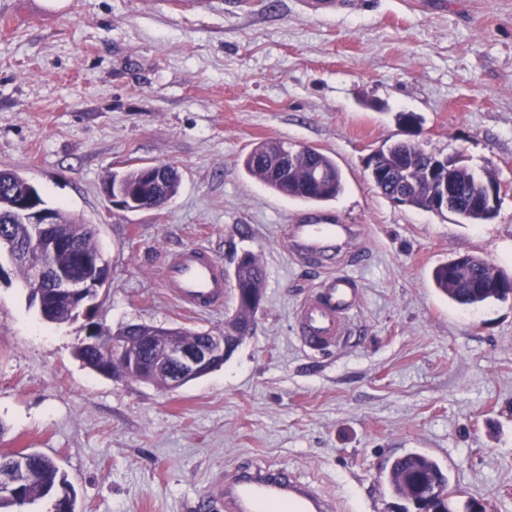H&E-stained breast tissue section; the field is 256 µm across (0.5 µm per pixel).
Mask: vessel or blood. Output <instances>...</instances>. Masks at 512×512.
Here are the masks:
<instances>
[{
  "label": "vessel or blood",
  "instance_id": "vessel-or-blood-1",
  "mask_svg": "<svg viewBox=\"0 0 512 512\" xmlns=\"http://www.w3.org/2000/svg\"><path fill=\"white\" fill-rule=\"evenodd\" d=\"M353 233L349 224H289L284 237L297 256L324 257ZM161 279L171 295L191 310L210 309L224 298V270L204 249L172 251ZM360 301L354 277L340 272L324 276L295 310L294 328L303 347L313 354L339 347ZM207 497L221 504L224 512H336L334 501L282 469L228 470L223 480L210 485Z\"/></svg>",
  "mask_w": 512,
  "mask_h": 512
}]
</instances>
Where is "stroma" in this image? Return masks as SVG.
<instances>
[{
    "label": "stroma",
    "instance_id": "35a3bbf8",
    "mask_svg": "<svg viewBox=\"0 0 512 512\" xmlns=\"http://www.w3.org/2000/svg\"><path fill=\"white\" fill-rule=\"evenodd\" d=\"M417 114L425 148L512 185V0H0V169L93 225L109 268L96 322L220 336L233 295L184 310L169 253L228 245L265 270L252 332L224 365L171 391L77 358L85 317L45 322L16 273L0 279V451L53 457L76 512H193L225 468L282 466L338 512H400L381 482L411 450L452 486L512 512V298L460 307L433 268L479 254L512 277V192L497 216L393 205L367 158ZM333 157L344 190L321 204L274 195L243 169L262 140ZM178 169L167 204L110 207V173ZM321 216L361 234L329 267L361 303L346 340L307 354L292 329L325 268L283 228Z\"/></svg>",
    "mask_w": 512,
    "mask_h": 512
}]
</instances>
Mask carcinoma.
<instances>
[{"label": "carcinoma", "instance_id": "carcinoma-1", "mask_svg": "<svg viewBox=\"0 0 512 512\" xmlns=\"http://www.w3.org/2000/svg\"><path fill=\"white\" fill-rule=\"evenodd\" d=\"M288 143L279 140H264L257 143L244 157L243 167L253 178L262 182L277 194L307 203H322L334 200L343 191L342 171L328 154L311 148L299 152L288 167L279 170V162ZM379 167L388 171L389 180L375 183V187L386 197L401 193L409 203L425 211L434 187L422 175V155L396 141L379 150ZM112 188L147 189L145 205L160 207L170 201L179 191L181 177L171 165H164L162 171L151 172L145 167H135L110 176ZM31 183L17 173L0 171V237L10 238L15 247L27 248L32 243L30 228L17 224L10 204L27 194ZM476 174L464 166H459L455 174V196L448 211L471 224L488 222L491 217L469 205V198L477 192ZM58 224L53 231L60 236L72 239L87 250H96L94 229L79 222L73 216L56 210ZM452 261L438 264L432 270L435 289L448 300L460 306H479L491 301H503L512 295V288H479L477 284L492 282L499 270L488 260L469 254L457 275L451 274ZM16 271L22 276L31 293H41L50 303L45 322L64 323L77 317L68 306L54 303V288L47 280L32 278L29 267L20 263ZM238 285L256 292L263 291V269L253 253L247 251L234 270ZM234 318L249 327L253 325L256 312L241 301L234 300ZM418 473L429 479L428 491L433 495V506L438 512H459L456 492L451 489L448 471L432 455L422 451H410L395 458L384 475L389 492L406 502L402 512H416V496L411 486L405 483V475ZM10 475L19 482L16 500L0 498V512H21L27 505L49 498L55 501H69L70 488L60 475L59 467L53 458L33 451L23 460L15 458L11 452L0 453V476Z\"/></svg>", "mask_w": 512, "mask_h": 512}]
</instances>
